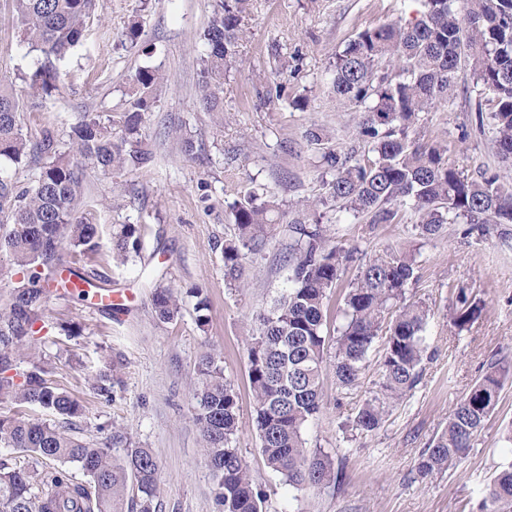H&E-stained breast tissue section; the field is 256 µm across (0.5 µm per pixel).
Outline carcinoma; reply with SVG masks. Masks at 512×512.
Returning <instances> with one entry per match:
<instances>
[{"label": "carcinoma", "mask_w": 512, "mask_h": 512, "mask_svg": "<svg viewBox=\"0 0 512 512\" xmlns=\"http://www.w3.org/2000/svg\"><path fill=\"white\" fill-rule=\"evenodd\" d=\"M95 0H11L13 17L29 51L40 54L26 77L31 96L57 90L56 62L83 37ZM419 16L365 28L330 65L336 106L357 118V133L367 144L363 159L341 155L331 136L308 131L316 146L323 192L300 201L304 218L290 221L293 244L286 256L287 286L253 317L246 338L249 387L255 424L268 468L296 488L336 484L329 456L309 451L305 425L322 409L324 354L334 349L333 367L340 391L355 388L375 341L384 339L379 392L358 410L355 423L366 433L380 428L390 406L402 401L421 377L426 350L428 309L406 302V290L418 280L415 259L388 249L361 264L343 298V323L328 334L326 302L352 254L336 245L319 208L338 209L353 217L368 215L373 224H391L402 208L418 214V234L440 235L448 224H467L464 235L484 238L512 234V184L497 174L469 178L448 165L447 149L411 136L420 120L453 91L456 72L469 66L482 86L484 104L496 129L497 155L512 162V0H421ZM252 0H214L199 58V101L208 112L224 111V71L235 61L246 38L245 19ZM272 103L288 95V61L275 68ZM166 75L140 67L128 88L126 111L106 119L87 113L73 130V148L112 175L139 168L150 160L143 148L141 125L153 95ZM22 97L0 79V162L19 163L33 153L44 159L35 184L19 192L0 166V211H8L10 228L0 232V250L20 274L6 305L0 307V398L19 408H39L71 421L83 415L77 398L50 382L39 355L41 338L34 326L51 295L68 287L54 276L66 257L89 255L101 248L98 225L81 212L82 171L58 149L49 128L33 139L22 133ZM236 235L224 244V276L236 283L249 255L260 253L287 222L276 194L250 189L231 206ZM142 225L122 224L112 236L116 262L125 263L141 247ZM150 303L162 323L180 312L177 289L158 283ZM483 303L459 289L452 320L468 329L483 315ZM120 361L92 379L94 393L106 403L120 383ZM512 375V362L489 365L454 406L444 430L434 437L418 463L423 479L464 458L492 408L483 395L500 393ZM194 421L206 460L216 479L217 512H263L264 493L234 445L239 422L238 395L224 378L212 353L200 357L194 387ZM112 444L126 448L123 457L83 442L55 424L22 414L0 416V447L29 455L32 469L0 461V512H156L158 463L152 452L112 428ZM76 463L88 477L83 484L64 470ZM136 495L129 496L130 490ZM489 512H512V461L485 486Z\"/></svg>", "instance_id": "cac0c4a2"}]
</instances>
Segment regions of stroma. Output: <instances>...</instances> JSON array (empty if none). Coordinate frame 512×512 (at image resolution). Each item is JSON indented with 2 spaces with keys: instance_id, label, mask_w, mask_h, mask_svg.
Segmentation results:
<instances>
[{
  "instance_id": "stroma-1",
  "label": "stroma",
  "mask_w": 512,
  "mask_h": 512,
  "mask_svg": "<svg viewBox=\"0 0 512 512\" xmlns=\"http://www.w3.org/2000/svg\"><path fill=\"white\" fill-rule=\"evenodd\" d=\"M417 8L416 0H253L248 37L224 76V109L208 112L198 103L196 57L212 0H97L81 43L58 64L57 90L28 98L24 126H51L67 150L85 113L106 116L128 108L127 90L139 67L152 65L168 76L144 117L151 162L118 177L87 160L78 162L84 207L101 226L102 247L95 256L70 259L67 267L83 275L105 274L113 307L66 294L53 297L42 313L48 338L42 356L52 368L50 379L85 409L77 435L108 444L117 426L150 449L159 464V512H215V479L192 419L196 368L208 351L218 356L238 393L236 446L266 494L265 512H483L486 483L512 460V443L505 439L512 426L511 379L467 457L430 479L418 475L423 451L447 426L457 401L491 362L512 360V240L468 237L461 224L422 238L409 209L393 224L338 211L326 212L323 221L335 229L338 246L355 252L329 296L330 309L339 307L369 257L390 247L414 256L419 279L406 299L423 302L430 311L420 383L367 434L356 428L355 417L378 391L383 344L375 343L358 387L347 395L336 387L332 360L324 361L323 407L303 434L308 448L331 455L335 486L293 488L267 467L260 451L245 338L256 311L286 282L290 237L280 230L273 243L250 256L237 284L229 285L222 250L235 230L227 205L253 185L274 188L286 206L321 193L317 152L306 139L310 128L328 131L338 152L363 151L355 114L336 107L326 70L359 31L398 17L412 19ZM132 19L139 21L151 54L124 42ZM274 45L293 72L288 99L270 103ZM37 59L22 42L11 0H0V77L24 91L22 77ZM297 95L308 97L306 109L291 105ZM481 98L471 71L459 70L447 102L422 113L415 134L446 146L449 165L468 177L504 176L512 167L496 154L491 120L478 118ZM173 123L194 140L193 156L179 153L168 134ZM117 224L143 227L139 253L119 267L112 262ZM159 281L184 292L178 317L166 324L156 320L149 303ZM194 288L208 302L203 327L195 310L201 297L190 294ZM461 288L485 304L482 318L463 331L452 322ZM70 325L78 327V335H67ZM115 357L123 361L122 383L108 404L94 394L88 377Z\"/></svg>"
}]
</instances>
